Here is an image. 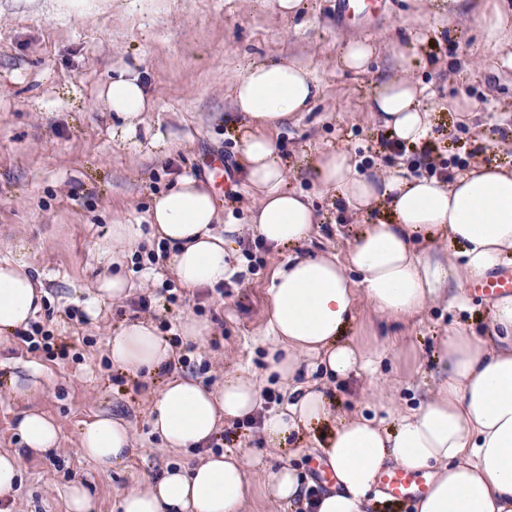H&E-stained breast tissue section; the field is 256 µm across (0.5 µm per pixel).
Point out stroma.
<instances>
[{"instance_id":"stroma-1","label":"stroma","mask_w":512,"mask_h":512,"mask_svg":"<svg viewBox=\"0 0 512 512\" xmlns=\"http://www.w3.org/2000/svg\"><path fill=\"white\" fill-rule=\"evenodd\" d=\"M487 4L387 0L384 14L361 31L338 20L336 0H303L292 18L266 0H0V261L28 262L53 311L49 319L37 314V321H48L53 335L73 345L72 357L52 360L15 336L0 338V453L20 457L18 483L0 496V512H68L66 491L75 481L90 492V512H120L124 492L167 469L194 466L203 450L166 447L150 424L152 402L173 376L218 385L225 374L249 370L261 393L279 400L225 422L223 448L242 455L265 447L260 419L288 400L287 384L266 360L265 307L275 273L296 251L346 257L360 227L385 216L379 208L350 210L322 186L313 169L319 157L342 150L359 172L403 168L419 178L433 169L453 175L476 164L512 163V0H497L507 21L492 39L481 23ZM354 40L377 48L361 72L339 63ZM403 55L410 59L404 66ZM266 61L306 67L320 88L306 111L268 131L285 188L304 193L315 207L310 237L294 250L242 235L230 261L244 276L221 292L183 288L163 262L143 270L130 257L113 263L111 225H139L140 244L156 247L153 202L185 176L212 194L215 232L229 222L249 223L260 198L245 178L242 139L249 123L234 107V87L249 66ZM121 71L139 76L150 102L135 147L115 138L120 121L106 108L107 82ZM387 77L416 83L436 121L426 141L400 152L390 147L369 103ZM158 130L166 136L161 150L150 145ZM118 270L133 286L128 299L95 301L97 280ZM464 291V307L433 300L404 321L377 314L358 296L351 337L381 349L375 376L335 382L305 369L298 381L327 388L340 414L377 417L382 396L400 411L417 408L437 373L438 343L456 329L479 336L491 330L492 300L471 282ZM143 296L149 309L134 310ZM90 303L96 313L86 321L64 314ZM189 316L208 320L212 329L194 347H176L183 362L173 371L143 378L113 367L108 340L128 322L164 324L174 337ZM22 364L39 370L42 381L26 398L13 396L3 382ZM31 410L56 422L57 448L27 450L17 422ZM102 414L122 418L132 433L127 460L108 471L78 452L82 430ZM323 460L306 434L270 463L289 465L318 493L327 483Z\"/></svg>"}]
</instances>
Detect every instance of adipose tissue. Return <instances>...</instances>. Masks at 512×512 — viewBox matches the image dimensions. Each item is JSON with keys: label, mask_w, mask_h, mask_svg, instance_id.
Wrapping results in <instances>:
<instances>
[{"label": "adipose tissue", "mask_w": 512, "mask_h": 512, "mask_svg": "<svg viewBox=\"0 0 512 512\" xmlns=\"http://www.w3.org/2000/svg\"><path fill=\"white\" fill-rule=\"evenodd\" d=\"M318 86L304 68L283 62L252 66L235 90V105L252 123L243 140L245 177L261 192L252 229L278 248L299 245L317 222L312 203L285 190L282 168L266 127L304 111ZM107 105L126 119L119 128L129 139L133 119L148 107L138 76L119 73L108 85ZM371 109L398 143L430 137V112L410 81L388 78L377 84ZM321 184L357 210L384 206L394 220L364 225L345 259L294 256L278 270L270 290L266 331L272 342L271 370L287 382L285 410L265 416L261 431L273 447L317 424L327 431L319 447L335 485L308 498L289 466L270 471L267 488L275 498L307 512H367L369 494L387 465L429 474L430 485L415 512H512V295L496 300L492 335L455 331L439 347L442 376L417 409L387 414L394 430L373 419L342 418L331 425L332 401L314 385L298 383L303 363L338 379L373 374L376 355L345 341L354 319L357 291H364L378 314L404 320L427 301L450 297L461 304L463 282H479L501 267L512 252V168L478 164L448 184L406 176L397 169L377 177L359 173L345 151L323 154L315 167ZM217 210L211 193L197 180L182 178L156 198L151 210L155 236L174 245L169 265L182 287H212L235 272L225 244L241 236L239 224L215 233ZM443 237L457 245L462 265L417 250V240ZM43 305L24 261L0 262V335L27 327ZM114 367L157 374L175 350L145 321L126 324L108 342ZM256 380L247 371L227 375L207 389L185 378L166 382L151 409V426L167 447L195 450L209 443L222 422L251 415L260 405ZM18 429L27 448L47 451L58 442L56 424L37 411L24 413ZM131 450L127 426L111 415L98 416L80 435V452L102 469L121 464ZM223 453L208 454L192 469H171L144 489L125 492L121 512H243L251 493L246 465Z\"/></svg>", "instance_id": "ef3b65f1"}]
</instances>
